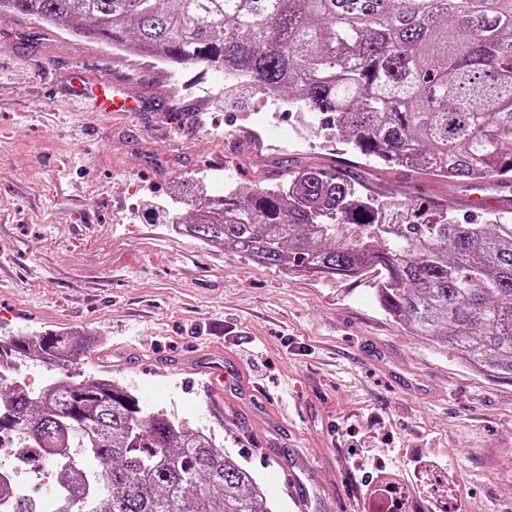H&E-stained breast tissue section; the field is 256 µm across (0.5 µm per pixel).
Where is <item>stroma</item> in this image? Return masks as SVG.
Returning <instances> with one entry per match:
<instances>
[{"label": "stroma", "mask_w": 512, "mask_h": 512, "mask_svg": "<svg viewBox=\"0 0 512 512\" xmlns=\"http://www.w3.org/2000/svg\"><path fill=\"white\" fill-rule=\"evenodd\" d=\"M81 79L105 103L120 83L144 109L95 111L71 95ZM270 109L217 71L173 78L65 27L0 20V340L91 334L77 373L210 431L274 512H293L294 491L308 512H372L369 492L386 475L407 485L408 512H432L419 460L447 479L452 512H512V382L412 335L365 284L261 267L152 215L194 181L220 196L311 161L362 173L384 195L445 199L456 218L480 195L376 176L338 134L300 135L298 115L244 149L226 143ZM214 366L216 405L204 388Z\"/></svg>", "instance_id": "obj_1"}]
</instances>
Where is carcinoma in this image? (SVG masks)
Segmentation results:
<instances>
[{"label":"carcinoma","mask_w":512,"mask_h":512,"mask_svg":"<svg viewBox=\"0 0 512 512\" xmlns=\"http://www.w3.org/2000/svg\"><path fill=\"white\" fill-rule=\"evenodd\" d=\"M27 17L179 69L234 68L297 97L357 154L391 168L512 191V0H0ZM310 164L286 185L203 195L184 232L261 266L358 279L413 334L466 369L512 381V224H460L412 197L375 202ZM90 338L0 344V434L52 449L44 512H273L251 472L203 429L147 410L96 376L72 380ZM54 363L34 391L9 366ZM82 453L73 457L70 449Z\"/></svg>","instance_id":"cac0c4a2"}]
</instances>
